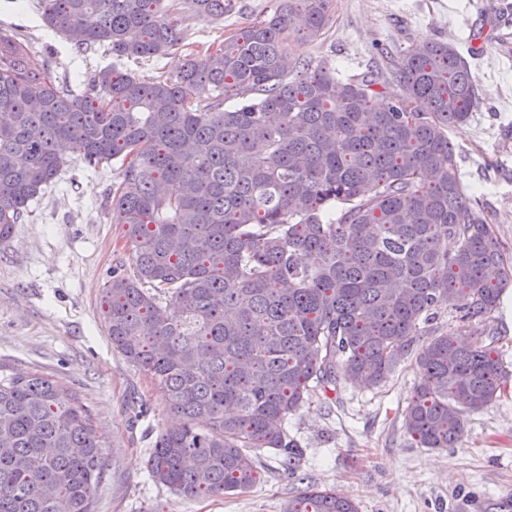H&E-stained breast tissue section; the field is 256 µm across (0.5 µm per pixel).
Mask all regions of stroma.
<instances>
[{
  "instance_id": "stroma-1",
  "label": "stroma",
  "mask_w": 512,
  "mask_h": 512,
  "mask_svg": "<svg viewBox=\"0 0 512 512\" xmlns=\"http://www.w3.org/2000/svg\"><path fill=\"white\" fill-rule=\"evenodd\" d=\"M38 0H0V22L14 24L58 72L79 77L110 66L98 53L78 57L73 43L45 26ZM278 0H234L223 19L186 15L195 47L227 37L275 11ZM334 19L317 41H290L292 56L328 61L340 74L365 71L379 47L452 43L469 54L480 103L449 129L459 174L476 195L512 259V0H333ZM57 184L33 203L34 215L0 241V372H38L79 395L102 440V473L93 512H282L307 486L335 488L360 512H512V382L470 413L451 448L417 447L403 426L418 380L414 361L375 387L315 390L285 429L302 451L296 470L258 451L259 482L230 496L187 498L155 481L145 458L162 430L176 424L149 375L113 350L99 309L113 269L132 253L108 198L121 160L85 168L76 151ZM479 329L498 341L512 367V288Z\"/></svg>"
}]
</instances>
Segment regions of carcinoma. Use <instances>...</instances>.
Here are the masks:
<instances>
[{
  "instance_id": "carcinoma-1",
  "label": "carcinoma",
  "mask_w": 512,
  "mask_h": 512,
  "mask_svg": "<svg viewBox=\"0 0 512 512\" xmlns=\"http://www.w3.org/2000/svg\"><path fill=\"white\" fill-rule=\"evenodd\" d=\"M44 24L112 66L74 84L0 23V240L75 148L90 167L119 159L112 223L133 272L100 302L112 349L149 374L183 423L156 438L154 479L187 498L233 495L268 448L292 471L284 423L315 388L378 385L415 358L404 428L452 448L468 414L512 380L474 322L512 287V263L463 188L448 129L478 101L467 60L426 41L387 66L338 76L291 60L287 39L320 38L332 0L275 12L170 76L191 11L232 0H40ZM457 301L456 326H433ZM428 340L415 347L421 325ZM102 444L77 394L37 372L0 376V512H92ZM283 512H359L307 487ZM184 62L183 54L177 53L162 59L158 66L153 65L151 62L147 64L136 63L132 60L124 61V69H129L136 72L138 75H158V72L165 74L176 73ZM159 68V69H154Z\"/></svg>"
}]
</instances>
